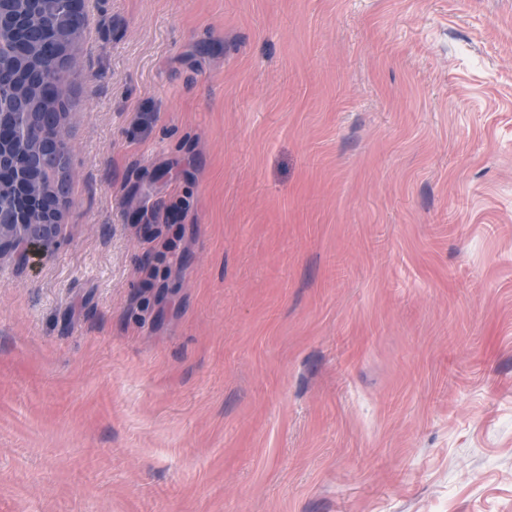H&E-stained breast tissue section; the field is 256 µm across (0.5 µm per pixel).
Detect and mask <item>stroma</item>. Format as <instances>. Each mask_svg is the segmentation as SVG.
<instances>
[{
	"label": "stroma",
	"instance_id": "1",
	"mask_svg": "<svg viewBox=\"0 0 512 512\" xmlns=\"http://www.w3.org/2000/svg\"><path fill=\"white\" fill-rule=\"evenodd\" d=\"M95 17L0 512H512V0Z\"/></svg>",
	"mask_w": 512,
	"mask_h": 512
}]
</instances>
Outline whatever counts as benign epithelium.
I'll list each match as a JSON object with an SVG mask.
<instances>
[{
    "label": "benign epithelium",
    "mask_w": 512,
    "mask_h": 512,
    "mask_svg": "<svg viewBox=\"0 0 512 512\" xmlns=\"http://www.w3.org/2000/svg\"><path fill=\"white\" fill-rule=\"evenodd\" d=\"M87 0H0V45L17 47L50 43L53 51L45 54L33 69L21 64L9 85H0V193L7 192L10 202L0 206V254L13 251L25 259L36 258L54 239L62 211L69 201L71 173L54 186L52 196L36 188V182L49 157L63 164L71 144L61 126L50 119L40 121L30 112H20L16 97L20 87L47 85L58 106L67 107L70 89L58 79V70L76 64L73 53L59 50L64 37L53 21L57 5L70 11L76 34L85 27ZM47 140L51 155L17 153V137Z\"/></svg>",
    "instance_id": "obj_1"
}]
</instances>
